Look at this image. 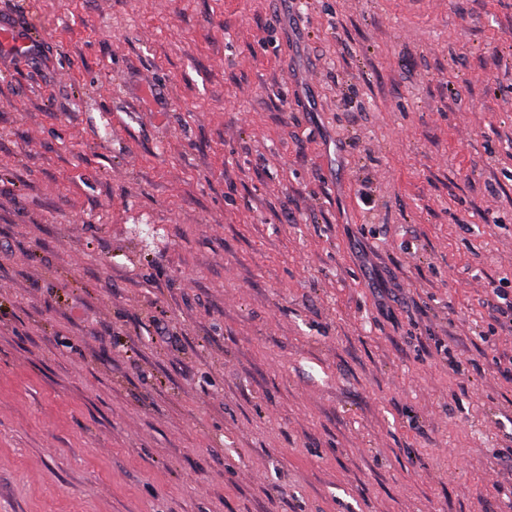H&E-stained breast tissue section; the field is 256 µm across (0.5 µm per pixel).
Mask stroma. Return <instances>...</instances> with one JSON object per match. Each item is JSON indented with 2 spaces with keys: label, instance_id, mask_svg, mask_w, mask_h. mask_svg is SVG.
Returning a JSON list of instances; mask_svg holds the SVG:
<instances>
[{
  "label": "stroma",
  "instance_id": "obj_1",
  "mask_svg": "<svg viewBox=\"0 0 512 512\" xmlns=\"http://www.w3.org/2000/svg\"><path fill=\"white\" fill-rule=\"evenodd\" d=\"M0 512H512V0H0Z\"/></svg>",
  "mask_w": 512,
  "mask_h": 512
}]
</instances>
